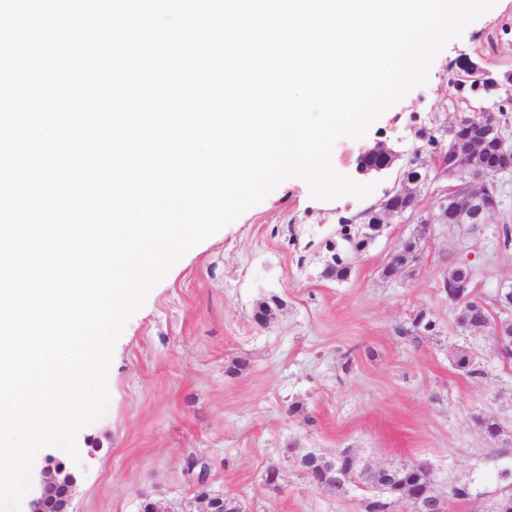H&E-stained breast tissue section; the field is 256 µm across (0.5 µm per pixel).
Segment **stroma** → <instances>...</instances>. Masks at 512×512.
I'll use <instances>...</instances> for the list:
<instances>
[{
  "label": "stroma",
  "mask_w": 512,
  "mask_h": 512,
  "mask_svg": "<svg viewBox=\"0 0 512 512\" xmlns=\"http://www.w3.org/2000/svg\"><path fill=\"white\" fill-rule=\"evenodd\" d=\"M481 57L495 74L512 71V0H497L435 58L425 85L409 91L360 139L341 138L334 168L356 177L361 147L387 141L408 151L414 132L438 118L453 124L451 72L460 56ZM379 178L365 199H312L307 184L283 181L261 203L190 250L149 293L117 340L106 414L77 435L78 459L41 449L34 470L62 464L76 477L73 512H138L142 500L162 512H199L197 473L207 465L216 492L239 497L246 512H362L359 492L314 489L282 450L331 455L352 449L370 466L430 462L437 489L490 469L496 441L473 422H499L512 442V360L491 336H471L453 321L439 285L455 266L474 272L475 293L492 302L512 282V179L498 187L488 223L430 224L444 189L439 178L420 196L415 219H390L384 234L352 260L348 280L324 275L325 244L338 220L375 203L394 184ZM423 234L413 276L383 278L391 249ZM283 307L264 326L257 299ZM428 309L437 333L413 342L396 334ZM472 347L484 376L455 370L453 346ZM278 466L281 488L266 469Z\"/></svg>",
  "instance_id": "35a3bbf8"
}]
</instances>
